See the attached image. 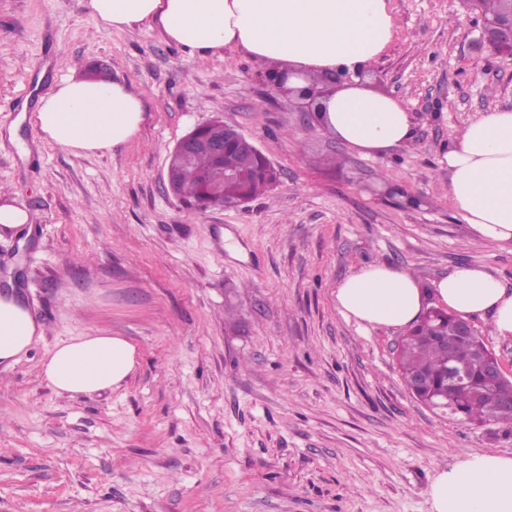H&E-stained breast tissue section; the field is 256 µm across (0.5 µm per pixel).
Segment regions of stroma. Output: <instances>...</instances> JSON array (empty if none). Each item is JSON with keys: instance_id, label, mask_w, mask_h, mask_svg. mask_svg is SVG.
Returning <instances> with one entry per match:
<instances>
[{"instance_id": "obj_1", "label": "stroma", "mask_w": 512, "mask_h": 512, "mask_svg": "<svg viewBox=\"0 0 512 512\" xmlns=\"http://www.w3.org/2000/svg\"><path fill=\"white\" fill-rule=\"evenodd\" d=\"M390 6L398 31L366 78L409 104L416 133L364 158L241 51L193 57L158 28L97 25L83 0H0V196L29 215L0 241V285L45 330L0 371V512H431L438 468L512 454L511 431L412 396L402 329L336 308L337 282L375 261L427 288L463 263L512 287V251L471 236L443 162L465 123L512 110V57L474 48L461 0ZM90 61L141 94L145 119L132 141L76 156L32 114ZM217 116L279 171L237 210L165 189L177 141ZM87 334L126 338L135 368L57 394L41 361Z\"/></svg>"}]
</instances>
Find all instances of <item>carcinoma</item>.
<instances>
[{
    "label": "carcinoma",
    "mask_w": 512,
    "mask_h": 512,
    "mask_svg": "<svg viewBox=\"0 0 512 512\" xmlns=\"http://www.w3.org/2000/svg\"><path fill=\"white\" fill-rule=\"evenodd\" d=\"M246 166L254 171L242 183L224 179L222 197L227 203L240 198L255 199L274 186L275 178L259 169L262 160L241 157L235 151L224 153V162L200 153L188 164L174 163L177 196L202 203V189L210 178L217 179L224 170ZM454 317L439 308L428 309L416 326L407 330L398 347L397 361L401 376L413 395L424 404L442 403L461 421L492 423L512 428V407L493 406L477 393L485 386L483 362L490 355L478 337L461 339L452 335ZM466 375L468 384L455 386L448 380V369Z\"/></svg>",
    "instance_id": "cac0c4a2"
}]
</instances>
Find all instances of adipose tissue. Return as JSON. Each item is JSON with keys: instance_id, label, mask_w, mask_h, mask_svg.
<instances>
[{"instance_id": "1", "label": "adipose tissue", "mask_w": 512, "mask_h": 512, "mask_svg": "<svg viewBox=\"0 0 512 512\" xmlns=\"http://www.w3.org/2000/svg\"><path fill=\"white\" fill-rule=\"evenodd\" d=\"M89 17L111 28L158 27L192 56L238 49L265 65L277 93L299 99L321 76L352 74L319 90L321 126L364 157L390 153L414 138L405 100L358 78L396 32L389 0H86ZM144 121L141 96L126 83L64 77L41 96L35 124L73 154L104 152L131 141ZM448 195L479 241L512 248V110H492L465 124L444 157ZM336 307L361 328H404L430 302L467 316H490L495 336L512 339V289L484 267L456 266L422 288L408 272L383 263L338 281ZM43 337L41 324L14 296L0 298V368H10ZM136 348L119 336H78L44 358L43 375L63 394L119 385ZM432 512H512V454L468 453L438 470L429 487Z\"/></svg>"}]
</instances>
